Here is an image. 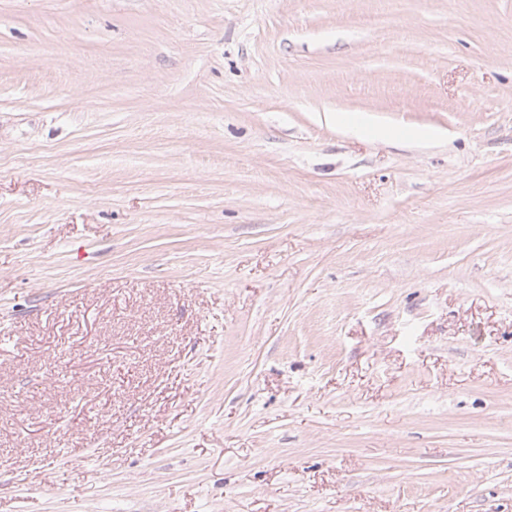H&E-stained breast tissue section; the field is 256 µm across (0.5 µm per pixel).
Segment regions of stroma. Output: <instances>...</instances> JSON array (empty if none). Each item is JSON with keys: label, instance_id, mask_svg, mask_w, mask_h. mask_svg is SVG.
<instances>
[{"label": "stroma", "instance_id": "1", "mask_svg": "<svg viewBox=\"0 0 512 512\" xmlns=\"http://www.w3.org/2000/svg\"><path fill=\"white\" fill-rule=\"evenodd\" d=\"M0 512H512V0H0Z\"/></svg>", "mask_w": 512, "mask_h": 512}]
</instances>
